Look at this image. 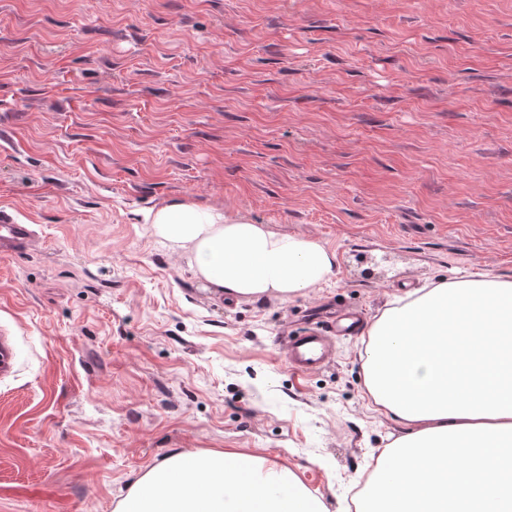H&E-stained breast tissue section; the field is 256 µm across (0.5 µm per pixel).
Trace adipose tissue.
I'll return each instance as SVG.
<instances>
[{
  "label": "adipose tissue",
  "mask_w": 512,
  "mask_h": 512,
  "mask_svg": "<svg viewBox=\"0 0 512 512\" xmlns=\"http://www.w3.org/2000/svg\"><path fill=\"white\" fill-rule=\"evenodd\" d=\"M155 237L194 274L240 297L306 294L336 274L321 241L190 200L150 210ZM364 385L405 432L365 484L360 512H502L512 446V279L474 273L396 298L370 322ZM116 512H328L288 468L238 450L175 451L140 475Z\"/></svg>",
  "instance_id": "adipose-tissue-1"
}]
</instances>
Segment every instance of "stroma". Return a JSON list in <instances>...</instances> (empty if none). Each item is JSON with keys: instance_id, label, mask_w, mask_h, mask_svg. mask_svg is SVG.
I'll list each match as a JSON object with an SVG mask.
<instances>
[{"instance_id": "35a3bbf8", "label": "stroma", "mask_w": 512, "mask_h": 512, "mask_svg": "<svg viewBox=\"0 0 512 512\" xmlns=\"http://www.w3.org/2000/svg\"><path fill=\"white\" fill-rule=\"evenodd\" d=\"M189 199L336 252L234 300L161 243ZM0 512H114L175 449L281 462L329 512L402 430L359 339L292 370L337 306L512 278V0H0ZM0 222V258H12L27 249L33 239L28 224H3ZM350 322H336L327 326H317L300 332L297 336H289L287 339V359L292 369L300 372H308L322 366L330 357L332 345L327 329L336 330V335L351 334L357 331L356 319H347Z\"/></svg>"}]
</instances>
